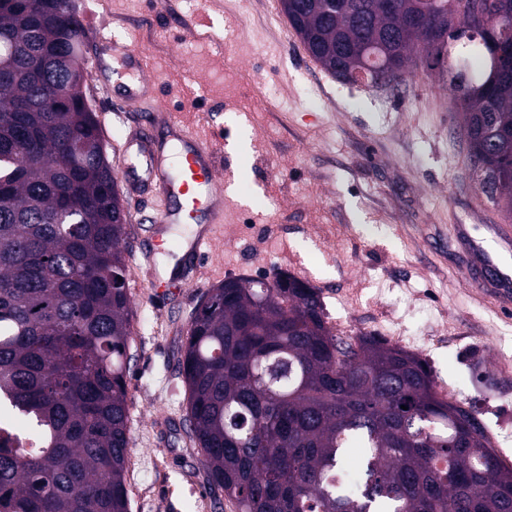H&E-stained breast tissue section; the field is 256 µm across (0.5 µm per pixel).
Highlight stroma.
Here are the masks:
<instances>
[{"label": "stroma", "instance_id": "obj_1", "mask_svg": "<svg viewBox=\"0 0 512 512\" xmlns=\"http://www.w3.org/2000/svg\"><path fill=\"white\" fill-rule=\"evenodd\" d=\"M88 57L133 50L158 76V94L129 108L84 90L110 161L116 144L167 114L222 133L217 185L230 198L219 239L196 276L179 250L146 259L153 200L124 192L132 309L127 378L129 512H236L211 491L187 431L179 359L208 290L230 277L288 272L317 288L327 322L352 335H399L425 359L435 384L461 383L497 454L512 465V312L470 281L475 241L507 223L468 166L462 114L449 87L423 66L394 89L336 80L315 63L280 0H72ZM172 288H148L152 271Z\"/></svg>", "mask_w": 512, "mask_h": 512}]
</instances>
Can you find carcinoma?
I'll use <instances>...</instances> for the list:
<instances>
[{
  "instance_id": "carcinoma-1",
  "label": "carcinoma",
  "mask_w": 512,
  "mask_h": 512,
  "mask_svg": "<svg viewBox=\"0 0 512 512\" xmlns=\"http://www.w3.org/2000/svg\"><path fill=\"white\" fill-rule=\"evenodd\" d=\"M0 0V512H128L132 335L121 195L94 113L46 91L84 78L72 0ZM310 57L387 88L425 52L462 108L472 177L512 204V0H280ZM179 360L190 432L237 512H512V468L437 396L424 360L339 339L291 277L211 289ZM21 415L29 431H12Z\"/></svg>"
}]
</instances>
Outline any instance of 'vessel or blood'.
<instances>
[{
  "label": "vessel or blood",
  "mask_w": 512,
  "mask_h": 512,
  "mask_svg": "<svg viewBox=\"0 0 512 512\" xmlns=\"http://www.w3.org/2000/svg\"><path fill=\"white\" fill-rule=\"evenodd\" d=\"M121 100L132 106L146 96L150 85L137 53L128 51L120 60ZM168 127L174 134L176 163L164 159L163 146L149 135H142L133 144H124V158L133 159V174L151 187L163 206L155 216L157 232L151 241L152 252L165 250L167 228L172 224H193L197 230L186 240L184 253L202 256L213 238V230L224 221V194L216 186L218 152L222 144L218 137L204 139L186 128L177 118H169Z\"/></svg>",
  "instance_id": "vessel-or-blood-1"
}]
</instances>
